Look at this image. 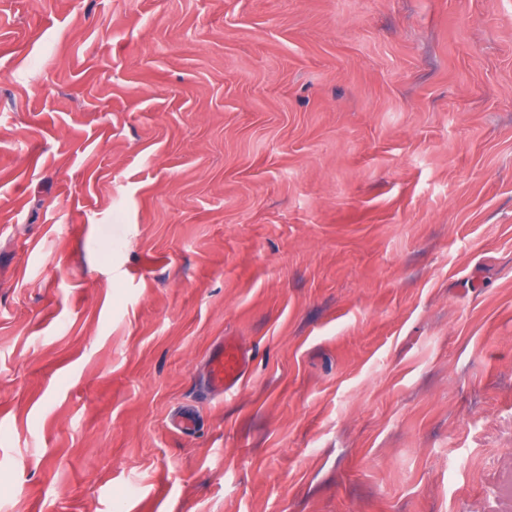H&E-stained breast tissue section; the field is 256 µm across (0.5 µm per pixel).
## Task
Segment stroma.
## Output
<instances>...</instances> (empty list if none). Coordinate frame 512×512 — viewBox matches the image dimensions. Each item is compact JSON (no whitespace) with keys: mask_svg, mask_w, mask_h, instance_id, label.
Segmentation results:
<instances>
[{"mask_svg":"<svg viewBox=\"0 0 512 512\" xmlns=\"http://www.w3.org/2000/svg\"><path fill=\"white\" fill-rule=\"evenodd\" d=\"M0 512H512V0H0ZM251 358L249 353L233 340L225 339L209 357L207 388L211 393L234 395L245 378Z\"/></svg>","mask_w":512,"mask_h":512,"instance_id":"stroma-1","label":"stroma"}]
</instances>
